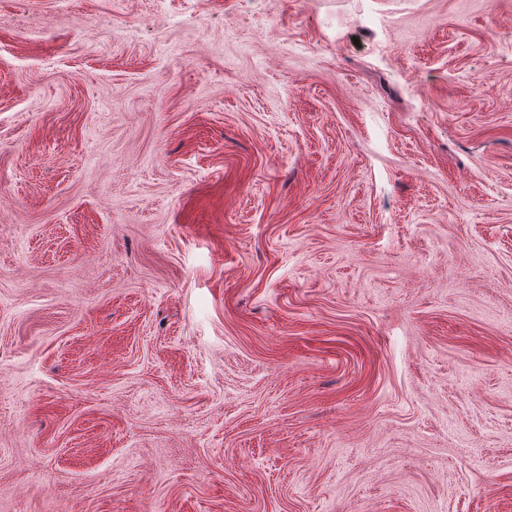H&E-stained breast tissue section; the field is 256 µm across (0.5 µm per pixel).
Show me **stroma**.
I'll return each instance as SVG.
<instances>
[{
	"label": "stroma",
	"mask_w": 512,
	"mask_h": 512,
	"mask_svg": "<svg viewBox=\"0 0 512 512\" xmlns=\"http://www.w3.org/2000/svg\"><path fill=\"white\" fill-rule=\"evenodd\" d=\"M0 512H512V0H0Z\"/></svg>",
	"instance_id": "obj_1"
}]
</instances>
